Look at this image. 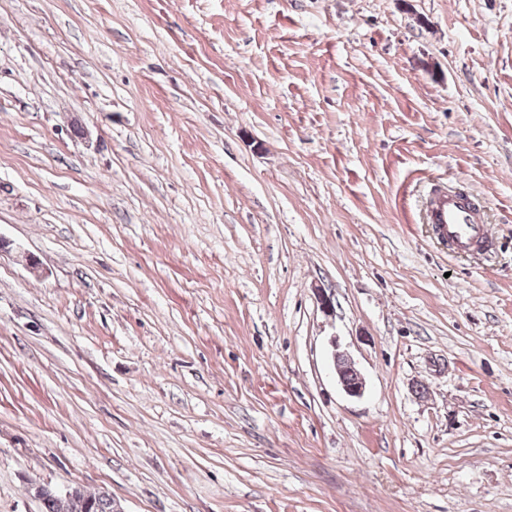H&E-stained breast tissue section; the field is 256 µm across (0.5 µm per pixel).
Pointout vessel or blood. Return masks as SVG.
<instances>
[{
	"label": "vessel or blood",
	"instance_id": "vessel-or-blood-1",
	"mask_svg": "<svg viewBox=\"0 0 512 512\" xmlns=\"http://www.w3.org/2000/svg\"><path fill=\"white\" fill-rule=\"evenodd\" d=\"M428 216L438 236L454 250L490 251L496 246L480 209L466 194L437 191L429 202Z\"/></svg>",
	"mask_w": 512,
	"mask_h": 512
}]
</instances>
